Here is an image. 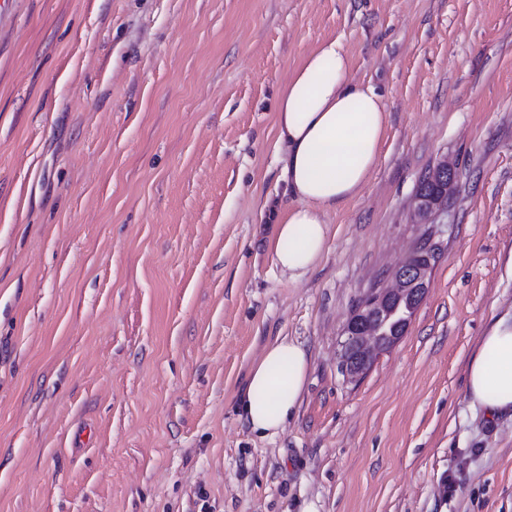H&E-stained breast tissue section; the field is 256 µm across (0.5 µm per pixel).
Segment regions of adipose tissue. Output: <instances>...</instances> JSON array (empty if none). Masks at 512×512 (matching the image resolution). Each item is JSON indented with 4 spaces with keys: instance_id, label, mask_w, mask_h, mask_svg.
<instances>
[{
    "instance_id": "obj_1",
    "label": "adipose tissue",
    "mask_w": 512,
    "mask_h": 512,
    "mask_svg": "<svg viewBox=\"0 0 512 512\" xmlns=\"http://www.w3.org/2000/svg\"><path fill=\"white\" fill-rule=\"evenodd\" d=\"M341 41L320 42L277 97L275 128L286 192L296 203L278 213L273 263L289 276L315 269L327 251L324 217L358 197L374 171L387 114L380 95L349 77ZM309 369L299 341L277 337L252 365L239 400L241 417L267 438L296 411ZM466 394L488 419L512 414V315L493 323L466 365Z\"/></svg>"
}]
</instances>
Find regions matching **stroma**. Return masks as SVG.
Listing matches in <instances>:
<instances>
[{"instance_id": "obj_1", "label": "stroma", "mask_w": 512, "mask_h": 512, "mask_svg": "<svg viewBox=\"0 0 512 512\" xmlns=\"http://www.w3.org/2000/svg\"><path fill=\"white\" fill-rule=\"evenodd\" d=\"M388 124L298 280L273 264L275 103L321 41ZM443 252L363 378L343 327L424 233ZM512 312V0H0V512H512V419L465 391ZM310 353L275 437L237 411ZM447 199V187L444 188V192L441 196L433 199H426L418 194L415 198L414 214L417 217L433 215L435 219L438 220L441 214L445 211ZM309 369L307 349L299 341L279 336L251 366L239 400L242 417L263 438L274 437L297 410Z\"/></svg>"}]
</instances>
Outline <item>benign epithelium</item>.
I'll list each match as a JSON object with an SVG mask.
<instances>
[{
    "mask_svg": "<svg viewBox=\"0 0 512 512\" xmlns=\"http://www.w3.org/2000/svg\"><path fill=\"white\" fill-rule=\"evenodd\" d=\"M455 176V170L448 166V162L440 161L423 176L421 183L427 184L439 178L451 184ZM447 199L446 191L433 199L418 195L414 214L417 217L432 215L438 218L445 211ZM432 271L433 262L420 261L419 246L416 245L395 270L390 286H379L363 297L361 305L344 327L346 340L338 368L347 380L359 381L376 355L385 350L383 328L389 321L399 318L401 323H409L402 314L414 310L425 298Z\"/></svg>",
    "mask_w": 512,
    "mask_h": 512,
    "instance_id": "obj_1",
    "label": "benign epithelium"
}]
</instances>
